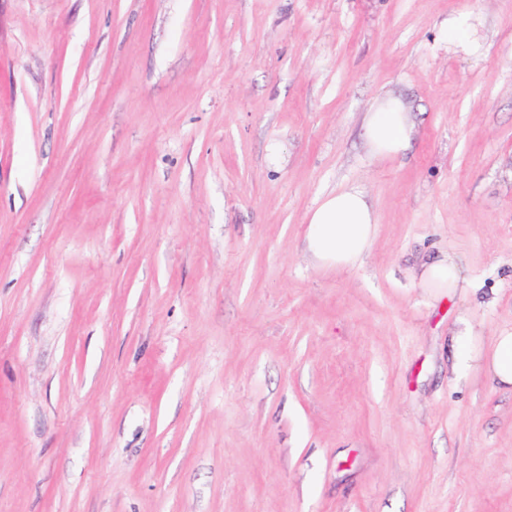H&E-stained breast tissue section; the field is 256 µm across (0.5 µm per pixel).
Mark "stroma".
Listing matches in <instances>:
<instances>
[{
  "label": "stroma",
  "instance_id": "1",
  "mask_svg": "<svg viewBox=\"0 0 512 512\" xmlns=\"http://www.w3.org/2000/svg\"><path fill=\"white\" fill-rule=\"evenodd\" d=\"M348 186L373 246L314 267ZM463 312L512 331V0H0V512H512ZM366 113L365 137L369 155L373 159L403 155L415 132L407 103L389 94L378 95ZM305 251L320 268L350 269L371 250L378 222L368 195L350 186L326 195L306 217ZM419 288L435 297L454 295L459 289L466 288V281L461 276L458 258L454 253L441 254L434 260L420 264L416 274Z\"/></svg>",
  "mask_w": 512,
  "mask_h": 512
}]
</instances>
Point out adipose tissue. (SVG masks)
Listing matches in <instances>:
<instances>
[{
	"label": "adipose tissue",
	"instance_id": "ef3b65f1",
	"mask_svg": "<svg viewBox=\"0 0 512 512\" xmlns=\"http://www.w3.org/2000/svg\"><path fill=\"white\" fill-rule=\"evenodd\" d=\"M415 132L407 103L383 94L372 101L366 116L365 137L368 153L375 159L404 154ZM305 251L320 268L350 269L361 264L371 250L378 222L368 195L350 186L326 195L307 217ZM416 281L433 296L454 295L465 288L458 258L441 254L420 264ZM453 350L450 372L455 380L480 373L501 389L512 391V331L496 336L490 347H483L476 326L459 316L450 332Z\"/></svg>",
	"mask_w": 512,
	"mask_h": 512
}]
</instances>
